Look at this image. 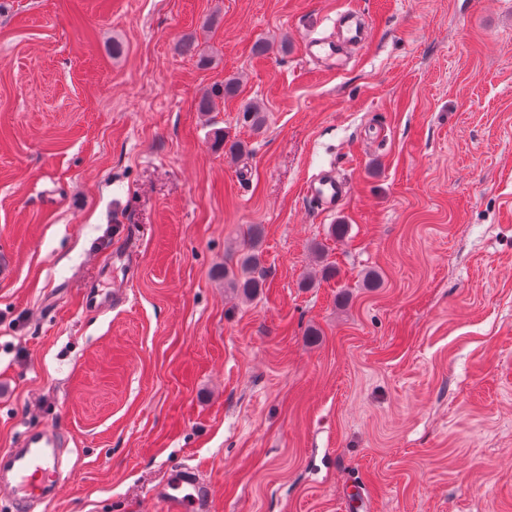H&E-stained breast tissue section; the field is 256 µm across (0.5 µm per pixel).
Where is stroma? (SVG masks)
I'll list each match as a JSON object with an SVG mask.
<instances>
[{
    "mask_svg": "<svg viewBox=\"0 0 512 512\" xmlns=\"http://www.w3.org/2000/svg\"><path fill=\"white\" fill-rule=\"evenodd\" d=\"M0 252V449L67 440L40 512H161L185 463L212 512H512V0H0ZM239 82L234 78L224 80V85L214 92L205 93L198 104L199 111L211 112L216 104V99H228L238 95ZM307 192L324 210L335 208L344 196L343 185L330 174H324L310 182ZM260 232L257 229H250V244L248 251L243 255L240 261V275L234 276L229 283L245 297L255 296L263 286L261 278L262 271V252L257 249L256 241ZM257 274V276H256ZM125 302L123 291L113 290L111 293L90 292L86 296L85 305L98 311H105L117 307Z\"/></svg>",
    "mask_w": 512,
    "mask_h": 512,
    "instance_id": "35a3bbf8",
    "label": "stroma"
}]
</instances>
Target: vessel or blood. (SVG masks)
<instances>
[{
  "label": "vessel or blood",
  "instance_id": "b4317fda",
  "mask_svg": "<svg viewBox=\"0 0 512 512\" xmlns=\"http://www.w3.org/2000/svg\"><path fill=\"white\" fill-rule=\"evenodd\" d=\"M307 191L322 209H332L342 200L344 188L332 175H322L309 183ZM125 301L122 291L92 292L87 307L105 311ZM60 436L42 427L27 431L22 447L0 452V491L9 494L17 512H31L33 506L51 499L65 480L59 450ZM165 512H210L213 499L209 484L200 482L194 467L181 466L160 495Z\"/></svg>",
  "mask_w": 512,
  "mask_h": 512
}]
</instances>
